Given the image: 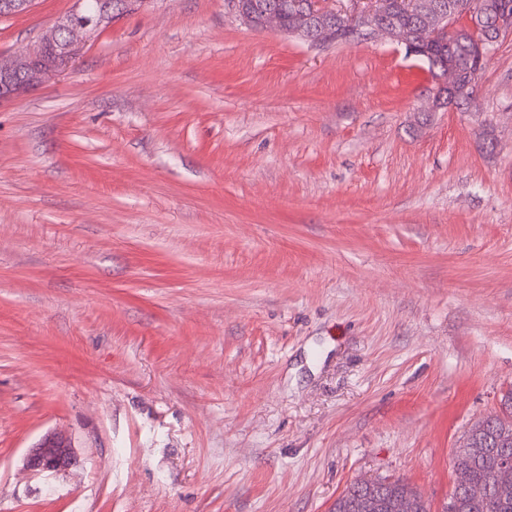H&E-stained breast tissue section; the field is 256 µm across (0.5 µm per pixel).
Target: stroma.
<instances>
[{"mask_svg": "<svg viewBox=\"0 0 512 512\" xmlns=\"http://www.w3.org/2000/svg\"><path fill=\"white\" fill-rule=\"evenodd\" d=\"M74 5L0 18V57ZM433 92L396 43L147 0L0 103V512L440 507L512 389V37L472 111ZM49 433L76 463L32 474ZM366 498H378L388 505V507L377 512H398L399 504H401L399 506L400 511H409V505L405 502L412 505V512H431L428 501L403 479L354 481L336 498L331 511L369 512L367 510L376 511L380 509V504L371 500L366 510L363 507V502Z\"/></svg>", "mask_w": 512, "mask_h": 512, "instance_id": "35a3bbf8", "label": "stroma"}]
</instances>
